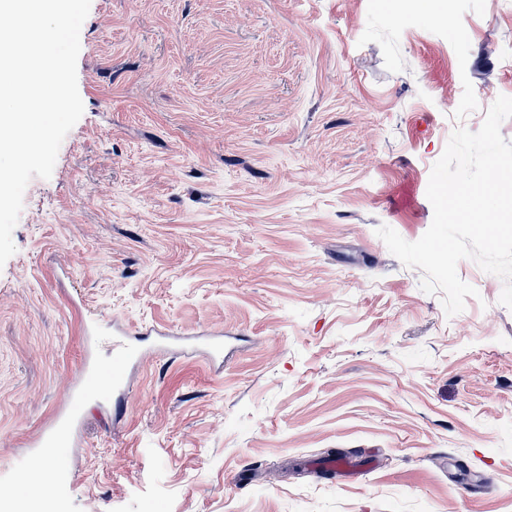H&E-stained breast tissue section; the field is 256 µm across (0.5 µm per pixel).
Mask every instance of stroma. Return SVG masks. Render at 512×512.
Wrapping results in <instances>:
<instances>
[{
  "label": "stroma",
  "instance_id": "obj_1",
  "mask_svg": "<svg viewBox=\"0 0 512 512\" xmlns=\"http://www.w3.org/2000/svg\"><path fill=\"white\" fill-rule=\"evenodd\" d=\"M77 83L0 267V481L117 322L152 334L72 429L71 512H512L504 282L461 260L447 316L376 234L423 236L512 97V0H91Z\"/></svg>",
  "mask_w": 512,
  "mask_h": 512
}]
</instances>
